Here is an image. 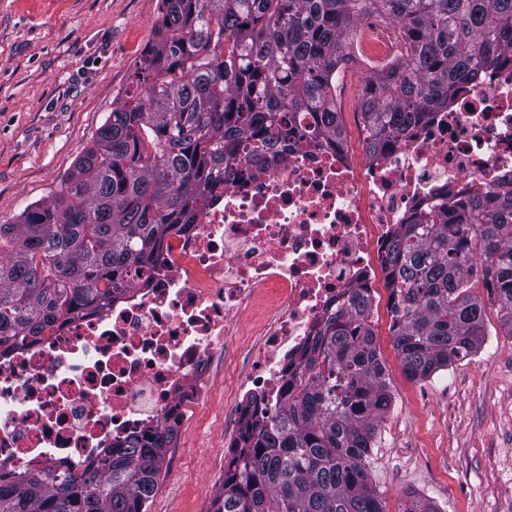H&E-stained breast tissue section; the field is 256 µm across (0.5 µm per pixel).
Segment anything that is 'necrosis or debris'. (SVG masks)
Listing matches in <instances>:
<instances>
[{
    "label": "necrosis or debris",
    "mask_w": 512,
    "mask_h": 512,
    "mask_svg": "<svg viewBox=\"0 0 512 512\" xmlns=\"http://www.w3.org/2000/svg\"><path fill=\"white\" fill-rule=\"evenodd\" d=\"M407 53L383 27L361 58L378 67ZM232 155L219 200L170 229L114 302L0 346L1 480L78 477L157 427L192 425L219 356L236 371L235 417L273 420L325 318L355 289L384 288L397 225L440 200L512 189V65L487 68L376 153L292 134L267 158Z\"/></svg>",
    "instance_id": "4bbe7bcc"
}]
</instances>
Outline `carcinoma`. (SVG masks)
Listing matches in <instances>:
<instances>
[{"mask_svg":"<svg viewBox=\"0 0 512 512\" xmlns=\"http://www.w3.org/2000/svg\"><path fill=\"white\" fill-rule=\"evenodd\" d=\"M156 39L51 199L0 225V342L23 344L125 286L176 224L219 198L224 144L248 136L264 156L287 116L311 112L312 133L342 136L329 92L359 17L400 23L409 61L366 78L371 136L402 134L446 108L458 84L512 51V0H163ZM438 204L398 226L384 263L396 311L389 331L404 374L424 379L470 358L485 336L481 274L512 334V193ZM354 292L302 353L270 424L242 434L214 512H386L366 459L391 397L370 320ZM176 429L131 445L77 480L21 476L0 483V512H143Z\"/></svg>","mask_w":512,"mask_h":512,"instance_id":"carcinoma-1","label":"carcinoma"}]
</instances>
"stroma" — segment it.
Listing matches in <instances>:
<instances>
[{"mask_svg": "<svg viewBox=\"0 0 512 512\" xmlns=\"http://www.w3.org/2000/svg\"><path fill=\"white\" fill-rule=\"evenodd\" d=\"M163 0H0V224L51 198L154 40ZM477 352L429 378L408 379L389 321L374 319L391 406L367 458L387 512L414 493L436 512H512V334L496 305ZM216 379L205 418L180 430L147 512H212V477L236 421Z\"/></svg>", "mask_w": 512, "mask_h": 512, "instance_id": "stroma-1", "label": "stroma"}]
</instances>
